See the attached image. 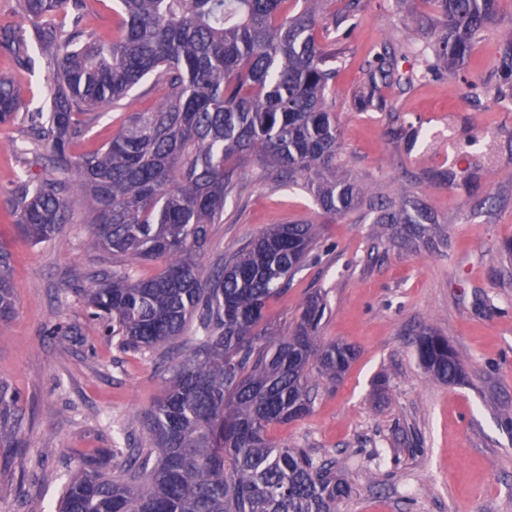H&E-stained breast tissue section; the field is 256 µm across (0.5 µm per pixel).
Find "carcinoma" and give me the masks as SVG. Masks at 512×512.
Masks as SVG:
<instances>
[{"label": "carcinoma", "mask_w": 512, "mask_h": 512, "mask_svg": "<svg viewBox=\"0 0 512 512\" xmlns=\"http://www.w3.org/2000/svg\"><path fill=\"white\" fill-rule=\"evenodd\" d=\"M440 11L433 72L454 71L495 22L500 0H427ZM87 0H18L20 23H0V47L28 70L44 64L49 97L30 107L0 78V124L21 122L26 145L46 149L45 173L6 191L8 215L35 243L54 240L88 209L87 248L155 261L153 275L95 273L75 293L90 319L122 349L156 357L161 397L148 413L149 444L86 456L67 474L58 512H342L351 485L333 461L273 441V424L307 415L320 383L336 384L355 351L324 343L327 304L309 294L300 319L273 339L259 329L268 302L288 291L308 261L313 224H273L216 267L200 258L209 227L239 172L257 165L302 186L326 219L378 191L339 174L342 136L329 99L334 69L318 12L294 0H117L112 38L87 25ZM504 81L512 79V29L502 34ZM369 72L364 108L380 86L409 85L383 49ZM151 79L158 100L124 117L104 145L76 151L98 116ZM378 234L417 246L435 218L407 196L381 206ZM15 312L11 253L0 243V320ZM195 342L174 356L177 341ZM429 376L465 374L448 339L416 337ZM24 408L0 382V448H23Z\"/></svg>", "instance_id": "cac0c4a2"}]
</instances>
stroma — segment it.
<instances>
[{"instance_id":"stroma-1","label":"stroma","mask_w":512,"mask_h":512,"mask_svg":"<svg viewBox=\"0 0 512 512\" xmlns=\"http://www.w3.org/2000/svg\"><path fill=\"white\" fill-rule=\"evenodd\" d=\"M341 26L319 34L336 70L332 104L342 131L339 162L384 199H422L436 218L413 249L376 233L369 203L322 223L302 188L239 174L224 221L212 225L202 256L213 266L271 224L307 220L320 234L288 291L268 303L262 327L279 336L297 322L312 291L327 295L320 335L352 345L356 358L336 385H320L311 412L272 426L273 441L335 461L353 487L346 512H512V100L463 99L471 84L500 81V33L512 0H500L465 65L434 73L435 18L425 0H361ZM396 51L408 86L383 87L382 107L362 110L375 55ZM0 75L21 98H45L44 69L28 71L0 49ZM19 124L0 125V241L13 256L16 313L0 321V381L26 410L23 450L0 448V512H56L65 475L80 458L145 438L143 419L162 384L150 354L119 350L86 315L76 287L111 256L89 251L84 208L54 241L34 244L6 215L2 193L24 171L40 173L43 149L13 151ZM446 336L467 368L463 383L431 380L414 338ZM77 337H70V330ZM388 379L385 396L373 381Z\"/></svg>"}]
</instances>
